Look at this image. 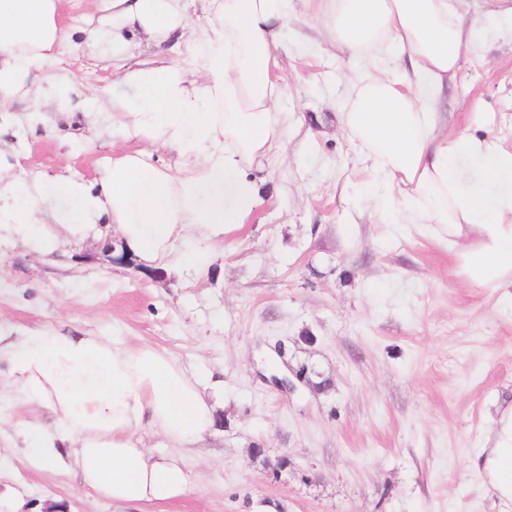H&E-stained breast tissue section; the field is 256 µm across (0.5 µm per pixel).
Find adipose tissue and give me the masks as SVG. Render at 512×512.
Instances as JSON below:
<instances>
[{"mask_svg": "<svg viewBox=\"0 0 512 512\" xmlns=\"http://www.w3.org/2000/svg\"><path fill=\"white\" fill-rule=\"evenodd\" d=\"M209 30L190 47L203 80L177 65L132 70L140 95L124 104L130 134L146 149L109 159L93 188L72 180H28L0 165V230L39 255L83 238L109 219L127 251L149 266L165 257L204 264L200 239L217 243L245 224L260 201L248 171L262 167L282 136L277 106V36L296 0H205ZM316 17L342 50L367 61L408 56L417 83L361 69L343 124L347 135L398 190L397 205L441 226L459 273L477 287L512 288V151L439 132L432 97L456 70L466 39L450 0H314ZM59 0H0V98L27 92L32 70L52 61L61 34ZM191 24L183 0H112L108 34L135 29L162 42ZM174 150V175L152 163L151 146ZM481 160L495 209L462 192L457 157ZM12 366L6 384L28 410L49 408L54 426L25 421L32 464L77 470L85 486L117 503L160 504L183 495L182 459L142 447L148 428L189 448L211 427L216 404L185 369L150 345L128 346L58 328L0 346ZM491 445L474 461L497 498L512 503V404L489 418Z\"/></svg>", "mask_w": 512, "mask_h": 512, "instance_id": "adipose-tissue-1", "label": "adipose tissue"}]
</instances>
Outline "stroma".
<instances>
[{"instance_id": "1", "label": "stroma", "mask_w": 512, "mask_h": 512, "mask_svg": "<svg viewBox=\"0 0 512 512\" xmlns=\"http://www.w3.org/2000/svg\"><path fill=\"white\" fill-rule=\"evenodd\" d=\"M451 3L470 44L439 106L448 133L512 150V14L505 0ZM60 10L56 60L29 83L63 81L75 97L41 112L33 96L0 98V141L20 177L90 184L106 159L146 148L112 120L137 94L125 73L187 54L135 36L113 48L100 31L109 0ZM277 42L284 149L209 265L113 263L112 230L42 257L2 233L0 341L71 328L151 345L200 389L223 381L186 494L146 512H512L472 467L488 413L512 398V302L458 275L434 225L388 213V179L343 128L354 61L312 10ZM18 414L0 396V512H117L78 472L31 466Z\"/></svg>"}]
</instances>
